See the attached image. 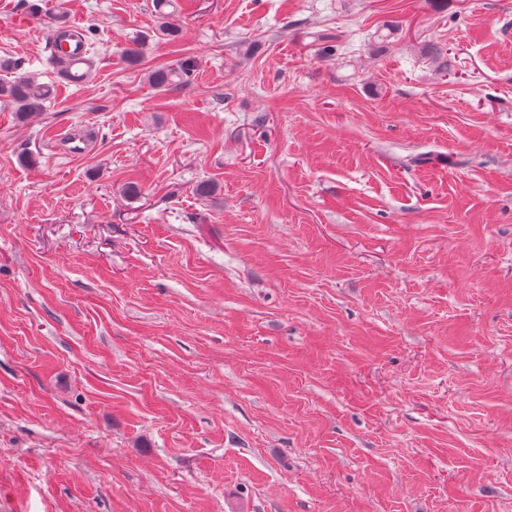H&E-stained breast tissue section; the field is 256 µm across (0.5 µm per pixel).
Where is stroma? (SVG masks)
I'll list each match as a JSON object with an SVG mask.
<instances>
[{
	"label": "stroma",
	"instance_id": "stroma-1",
	"mask_svg": "<svg viewBox=\"0 0 512 512\" xmlns=\"http://www.w3.org/2000/svg\"><path fill=\"white\" fill-rule=\"evenodd\" d=\"M57 2L0 0V512H512V0H65L80 84ZM88 35H91L90 29L81 30V31H79V30H74V31L64 30L59 33L57 40L55 41L54 46L52 47L50 59L57 69V74L61 78L66 79L65 64H64V60L62 59V56L60 55L63 52L62 42H70V43L74 42V43H77L78 46H82L85 48L88 67L86 69L84 80L91 76L93 64L91 62V59H89V57H88L89 56L88 48H91L89 46L93 45V43L89 40ZM0 69L11 74L8 79L0 82V99L11 104L20 120H27L45 111V103L52 97L50 85L39 83L33 76L21 72L17 60H3ZM189 68L156 67L146 74L148 85L156 90H167L169 87L181 82Z\"/></svg>",
	"mask_w": 512,
	"mask_h": 512
}]
</instances>
